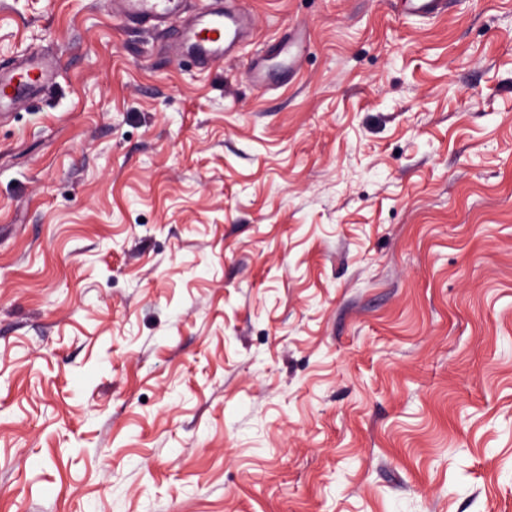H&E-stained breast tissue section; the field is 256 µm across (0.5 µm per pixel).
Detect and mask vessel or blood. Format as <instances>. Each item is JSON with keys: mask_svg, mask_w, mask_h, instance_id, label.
Segmentation results:
<instances>
[{"mask_svg": "<svg viewBox=\"0 0 512 512\" xmlns=\"http://www.w3.org/2000/svg\"><path fill=\"white\" fill-rule=\"evenodd\" d=\"M111 6L114 15L130 24L165 27L178 23L176 50L207 64L222 62L234 54L249 20L246 13L218 6L201 7L189 15L184 0H111ZM307 47V33L294 28L276 51L293 68L299 65ZM56 71V62L34 53L15 65L0 64V112L16 108L52 84Z\"/></svg>", "mask_w": 512, "mask_h": 512, "instance_id": "vessel-or-blood-1", "label": "vessel or blood"}]
</instances>
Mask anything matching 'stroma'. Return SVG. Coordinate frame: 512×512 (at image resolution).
I'll list each match as a JSON object with an SVG mask.
<instances>
[{"instance_id": "stroma-1", "label": "stroma", "mask_w": 512, "mask_h": 512, "mask_svg": "<svg viewBox=\"0 0 512 512\" xmlns=\"http://www.w3.org/2000/svg\"><path fill=\"white\" fill-rule=\"evenodd\" d=\"M245 2L0 0V512H512V0ZM185 0H111L112 13L130 24L167 27L179 21L175 49L206 64L223 62L235 52L249 16L219 6L198 8L185 15ZM308 47V35L299 28H293L288 31V36L276 47L277 53L282 54L288 68H294L299 65L304 52ZM56 71L57 62L34 53L15 65L0 64V115L52 84Z\"/></svg>"}]
</instances>
